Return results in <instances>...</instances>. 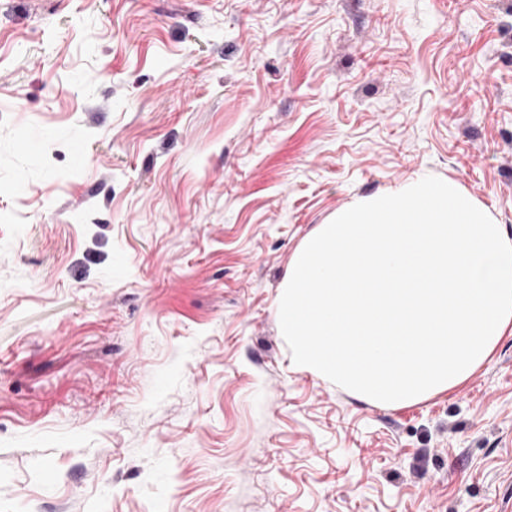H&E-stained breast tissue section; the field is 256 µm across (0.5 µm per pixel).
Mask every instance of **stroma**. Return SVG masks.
Segmentation results:
<instances>
[{
    "instance_id": "obj_1",
    "label": "stroma",
    "mask_w": 512,
    "mask_h": 512,
    "mask_svg": "<svg viewBox=\"0 0 512 512\" xmlns=\"http://www.w3.org/2000/svg\"><path fill=\"white\" fill-rule=\"evenodd\" d=\"M429 175L512 233V0H0V512H512V334L394 409L275 316Z\"/></svg>"
}]
</instances>
